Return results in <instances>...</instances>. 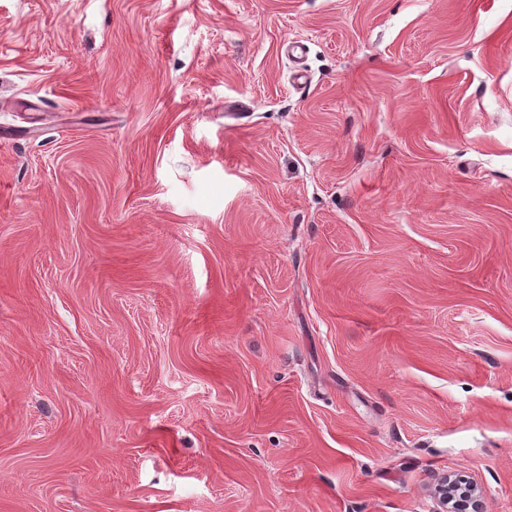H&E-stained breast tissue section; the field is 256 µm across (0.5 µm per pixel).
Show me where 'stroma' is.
I'll return each mask as SVG.
<instances>
[{"label": "stroma", "mask_w": 512, "mask_h": 512, "mask_svg": "<svg viewBox=\"0 0 512 512\" xmlns=\"http://www.w3.org/2000/svg\"><path fill=\"white\" fill-rule=\"evenodd\" d=\"M512 512V0H0V512ZM436 512H487L477 484L463 476L443 474L434 486Z\"/></svg>", "instance_id": "1"}]
</instances>
